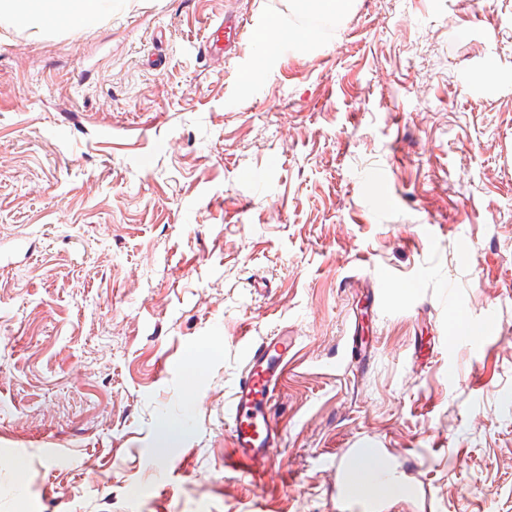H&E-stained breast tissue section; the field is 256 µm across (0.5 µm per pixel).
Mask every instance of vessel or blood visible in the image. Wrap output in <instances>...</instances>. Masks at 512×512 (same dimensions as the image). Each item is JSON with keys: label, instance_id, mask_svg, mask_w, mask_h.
<instances>
[{"label": "vessel or blood", "instance_id": "1", "mask_svg": "<svg viewBox=\"0 0 512 512\" xmlns=\"http://www.w3.org/2000/svg\"><path fill=\"white\" fill-rule=\"evenodd\" d=\"M240 25L239 19L228 17L224 22L210 26L203 38V53L232 50L237 44ZM295 346L294 337L284 330L247 346L246 366L235 382L224 410V424L235 449L227 466L240 479L254 483L261 481L271 449L280 444V433L271 419V408Z\"/></svg>", "mask_w": 512, "mask_h": 512}]
</instances>
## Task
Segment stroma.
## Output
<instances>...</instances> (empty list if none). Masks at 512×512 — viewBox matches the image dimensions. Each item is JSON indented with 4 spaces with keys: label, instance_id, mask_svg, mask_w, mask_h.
<instances>
[{
    "label": "stroma",
    "instance_id": "stroma-1",
    "mask_svg": "<svg viewBox=\"0 0 512 512\" xmlns=\"http://www.w3.org/2000/svg\"><path fill=\"white\" fill-rule=\"evenodd\" d=\"M282 328L250 485L224 404ZM362 448L405 493L344 497ZM0 512H512V0L1 19ZM241 21L229 16L224 17V22L210 26L203 38L200 50L204 54L212 53L213 51L221 50L224 46V54L231 51L237 42L238 29L240 28ZM224 41V45L221 43Z\"/></svg>",
    "mask_w": 512,
    "mask_h": 512
}]
</instances>
